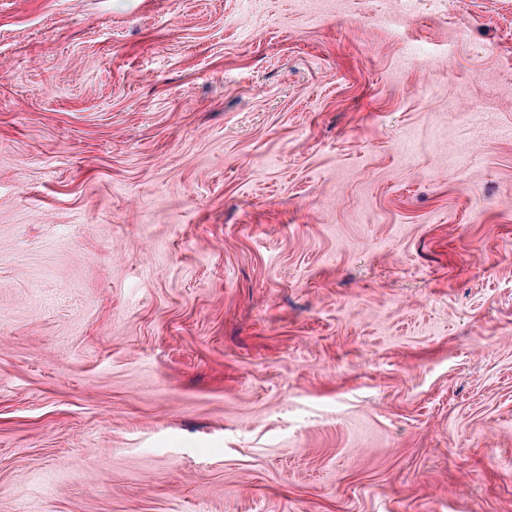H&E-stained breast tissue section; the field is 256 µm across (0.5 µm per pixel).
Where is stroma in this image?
I'll list each match as a JSON object with an SVG mask.
<instances>
[{
	"label": "stroma",
	"instance_id": "35a3bbf8",
	"mask_svg": "<svg viewBox=\"0 0 512 512\" xmlns=\"http://www.w3.org/2000/svg\"><path fill=\"white\" fill-rule=\"evenodd\" d=\"M0 512H512V0H0Z\"/></svg>",
	"mask_w": 512,
	"mask_h": 512
}]
</instances>
